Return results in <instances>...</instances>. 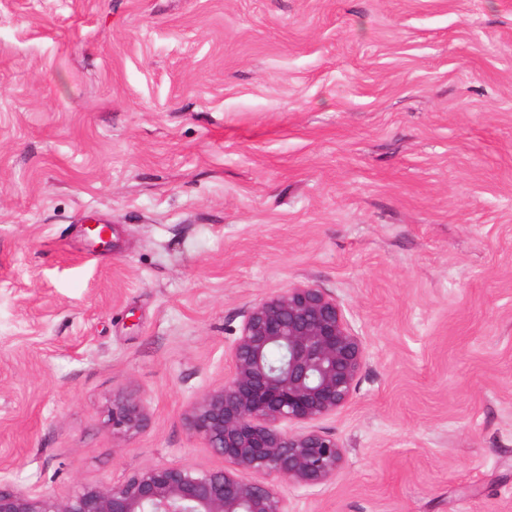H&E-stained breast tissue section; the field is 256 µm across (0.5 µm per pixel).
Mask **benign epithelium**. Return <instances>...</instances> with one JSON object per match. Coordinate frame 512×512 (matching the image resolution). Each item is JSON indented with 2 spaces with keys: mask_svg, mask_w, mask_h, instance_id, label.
Returning a JSON list of instances; mask_svg holds the SVG:
<instances>
[{
  "mask_svg": "<svg viewBox=\"0 0 512 512\" xmlns=\"http://www.w3.org/2000/svg\"><path fill=\"white\" fill-rule=\"evenodd\" d=\"M277 347L285 358L270 362ZM224 384L192 401L189 433L224 458V468L144 466L118 482L82 485L67 496L0 484V512H291L279 485L323 486L341 470L335 436L311 423L351 398L362 340L336 299L298 284L250 308L228 352ZM148 400L118 394L107 408L112 437L141 432Z\"/></svg>",
  "mask_w": 512,
  "mask_h": 512,
  "instance_id": "obj_1",
  "label": "benign epithelium"
}]
</instances>
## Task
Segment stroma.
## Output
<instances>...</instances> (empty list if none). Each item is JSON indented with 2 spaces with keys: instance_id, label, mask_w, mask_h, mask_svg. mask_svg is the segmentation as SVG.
<instances>
[{
  "instance_id": "35a3bbf8",
  "label": "stroma",
  "mask_w": 512,
  "mask_h": 512,
  "mask_svg": "<svg viewBox=\"0 0 512 512\" xmlns=\"http://www.w3.org/2000/svg\"><path fill=\"white\" fill-rule=\"evenodd\" d=\"M298 283L363 364L292 512H512V0H0V481L223 468L186 410ZM149 419L148 400L137 394H118L107 408L106 426L112 437L122 438L141 432Z\"/></svg>"
}]
</instances>
